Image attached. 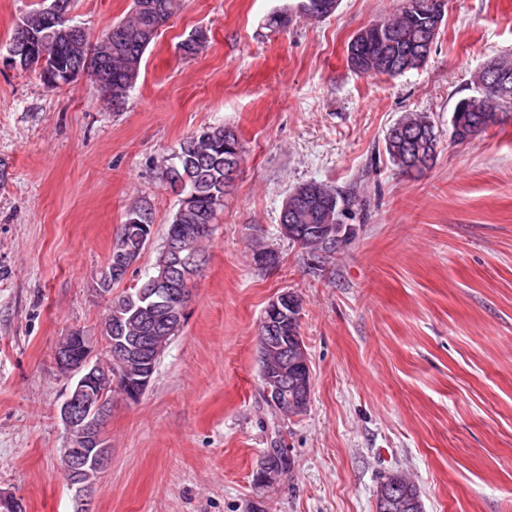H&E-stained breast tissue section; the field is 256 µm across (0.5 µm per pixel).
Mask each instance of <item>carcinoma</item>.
<instances>
[{
  "label": "carcinoma",
  "instance_id": "1",
  "mask_svg": "<svg viewBox=\"0 0 512 512\" xmlns=\"http://www.w3.org/2000/svg\"><path fill=\"white\" fill-rule=\"evenodd\" d=\"M60 13L47 14L44 3L27 11L23 18L42 33V42L34 45L27 39L21 25H15L9 44L16 45L18 55H26L39 48L47 54L48 68L64 71L78 65L95 76L104 71L112 77V95H125L140 75L143 56L179 7V0H133L130 17L123 20L122 30L112 39V53L99 50L98 44L85 36L72 43H58L57 30L68 26L66 14L72 0H60ZM445 0H402L397 13L388 19L360 29L347 46L351 68L365 75L394 77L417 69L427 60L430 49V29L443 21ZM512 71V57H501L477 71L474 84L477 94L460 99L450 120L451 138L466 142L488 130L477 121L480 114L496 115L501 110L500 96L494 89L492 72L498 69ZM434 121L424 113L409 112L402 116L387 132L385 150L390 162L399 173L420 176L427 168L414 164L419 155L436 153L439 138ZM234 146L243 154V145L235 130L218 126L201 128L179 143L178 151L170 158L162 176L169 177L173 185L181 184L180 196L191 197L186 207L174 213L167 234L191 231L198 235L197 249L212 232L202 230L214 224L217 212L224 207V169L228 148ZM349 203L338 190L319 181H307L289 192L284 202L279 223L298 224L308 231L296 244L313 254L320 250L319 241L309 227L315 224H334L342 207ZM300 299L290 295L283 319L293 326L288 335L280 338L285 346L295 343L299 335ZM395 481L396 499L405 504L419 496L414 483L406 477L390 473L382 482Z\"/></svg>",
  "mask_w": 512,
  "mask_h": 512
}]
</instances>
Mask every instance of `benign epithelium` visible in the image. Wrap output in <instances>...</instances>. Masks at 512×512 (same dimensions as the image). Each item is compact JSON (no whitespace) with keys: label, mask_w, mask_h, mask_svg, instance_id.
<instances>
[{"label":"benign epithelium","mask_w":512,"mask_h":512,"mask_svg":"<svg viewBox=\"0 0 512 512\" xmlns=\"http://www.w3.org/2000/svg\"><path fill=\"white\" fill-rule=\"evenodd\" d=\"M0 65L13 69L35 72L40 78L55 85L75 86L86 76L82 69H70L53 75L47 71L43 53H31L17 59L12 51L0 54ZM145 217L134 212L129 222L135 224L138 241L113 255V262L105 264L94 277L95 296L112 300V278L128 273L139 260L149 243V228ZM316 232L322 247L321 255L338 247L340 236L335 224H318ZM172 265L163 267L150 280V288L129 298L134 317L147 321L154 313L147 297L155 293L169 300L171 308L164 316L162 326H152L151 336L122 337L119 352L98 355L91 337L81 329H75L55 348V363L60 371L74 379V383L61 404L59 415L69 435L71 444L63 450L65 477L75 489L78 499L76 512H93L92 499L98 477L111 465V448L105 429L111 417L112 405L104 389L107 382L125 389L126 401H138L148 388L160 358L170 341L171 333L183 326L186 309L192 298V284L206 259L195 250V240L188 234L168 238L164 246ZM288 305V292L283 291L268 303L263 317L267 332L265 349L276 353L277 338L288 330L279 316L282 307ZM308 357L305 350H295L292 357L261 365V379L269 403L281 411L297 413L305 408L300 393L311 387Z\"/></svg>","instance_id":"benign-epithelium-1"}]
</instances>
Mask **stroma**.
<instances>
[{
  "label": "stroma",
  "instance_id": "1",
  "mask_svg": "<svg viewBox=\"0 0 512 512\" xmlns=\"http://www.w3.org/2000/svg\"><path fill=\"white\" fill-rule=\"evenodd\" d=\"M293 2L182 0L119 110L93 78L51 91L0 69V490L25 512L76 510L55 347L75 329L99 336L108 304L93 278L135 201L151 241L114 291L153 273L179 204L161 168L214 125L237 131L243 159L183 328L141 399L112 405L95 512H375L395 471L423 512H512V112L450 137L474 73L512 57V0H447L427 61L396 77L354 72L346 49L400 0H340L328 18L267 29ZM131 3L75 0L69 17L94 37ZM200 26L206 48L182 56ZM408 112L440 132L417 178L385 152ZM312 180L352 198L339 221L353 235L320 263L279 230L289 191ZM258 242L275 266L256 263ZM285 290L301 300L311 374L308 408L290 417L269 407L258 353ZM271 448L293 470L261 487Z\"/></svg>",
  "mask_w": 512,
  "mask_h": 512
}]
</instances>
